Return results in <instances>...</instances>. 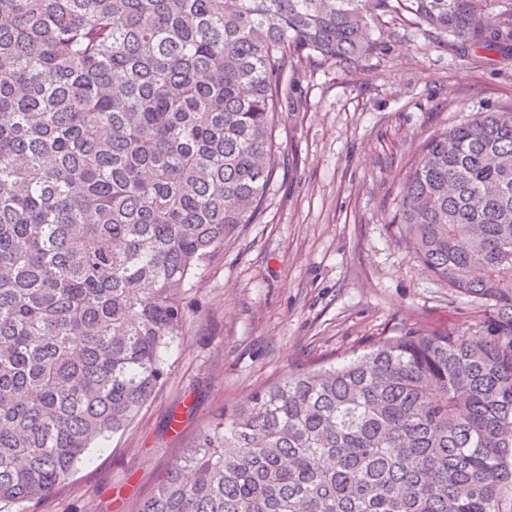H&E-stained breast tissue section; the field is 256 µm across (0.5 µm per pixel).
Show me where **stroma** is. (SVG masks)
<instances>
[{"label":"stroma","mask_w":512,"mask_h":512,"mask_svg":"<svg viewBox=\"0 0 512 512\" xmlns=\"http://www.w3.org/2000/svg\"><path fill=\"white\" fill-rule=\"evenodd\" d=\"M371 37L376 49L353 70L291 60L283 163L254 223L186 289L153 400L65 486L0 512H129L226 406L288 369L340 361L403 326L472 323L480 302L426 273L390 222L425 140L512 106V49L476 58L409 14Z\"/></svg>","instance_id":"1"}]
</instances>
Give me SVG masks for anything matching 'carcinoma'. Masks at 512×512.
<instances>
[{
  "instance_id": "1",
  "label": "carcinoma",
  "mask_w": 512,
  "mask_h": 512,
  "mask_svg": "<svg viewBox=\"0 0 512 512\" xmlns=\"http://www.w3.org/2000/svg\"><path fill=\"white\" fill-rule=\"evenodd\" d=\"M488 0H0V504L40 501L163 384L183 294L257 218L288 63L345 69L398 10L493 53ZM398 241L486 307L290 371L132 512H503L512 494V107L428 138Z\"/></svg>"
}]
</instances>
